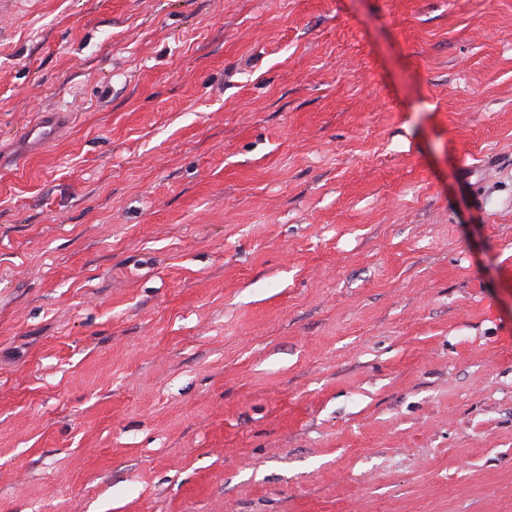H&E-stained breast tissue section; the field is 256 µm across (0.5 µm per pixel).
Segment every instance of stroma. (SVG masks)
<instances>
[{
  "mask_svg": "<svg viewBox=\"0 0 512 512\" xmlns=\"http://www.w3.org/2000/svg\"><path fill=\"white\" fill-rule=\"evenodd\" d=\"M0 512H512V0L0 11Z\"/></svg>",
  "mask_w": 512,
  "mask_h": 512,
  "instance_id": "obj_1",
  "label": "stroma"
}]
</instances>
